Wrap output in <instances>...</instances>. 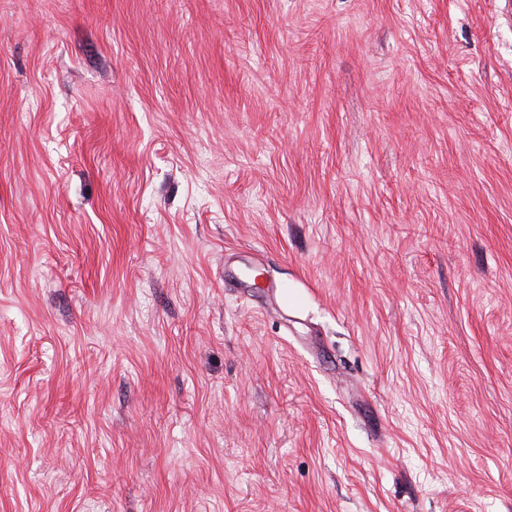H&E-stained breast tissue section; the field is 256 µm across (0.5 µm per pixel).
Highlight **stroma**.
<instances>
[{"instance_id":"1","label":"stroma","mask_w":512,"mask_h":512,"mask_svg":"<svg viewBox=\"0 0 512 512\" xmlns=\"http://www.w3.org/2000/svg\"><path fill=\"white\" fill-rule=\"evenodd\" d=\"M0 512H512V0H0Z\"/></svg>"}]
</instances>
